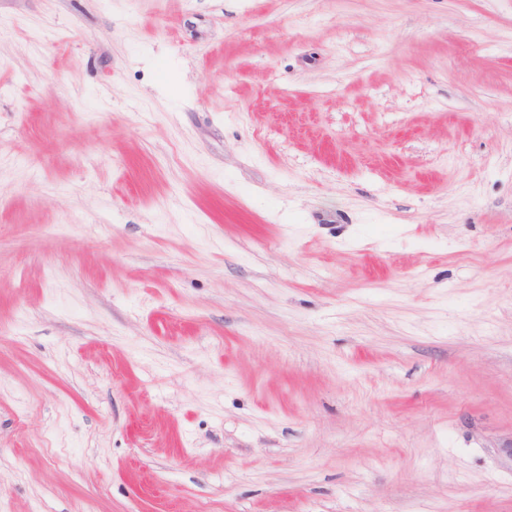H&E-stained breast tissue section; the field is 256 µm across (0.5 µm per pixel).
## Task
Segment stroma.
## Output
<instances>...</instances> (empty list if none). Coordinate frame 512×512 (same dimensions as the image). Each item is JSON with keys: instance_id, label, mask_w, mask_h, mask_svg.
I'll return each instance as SVG.
<instances>
[{"instance_id": "1", "label": "stroma", "mask_w": 512, "mask_h": 512, "mask_svg": "<svg viewBox=\"0 0 512 512\" xmlns=\"http://www.w3.org/2000/svg\"><path fill=\"white\" fill-rule=\"evenodd\" d=\"M0 512H512V0H0Z\"/></svg>"}]
</instances>
